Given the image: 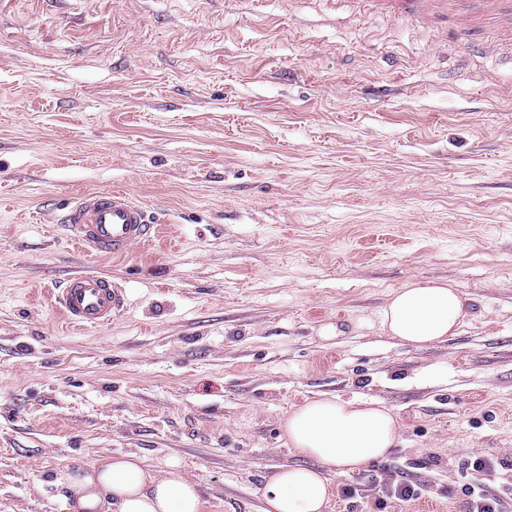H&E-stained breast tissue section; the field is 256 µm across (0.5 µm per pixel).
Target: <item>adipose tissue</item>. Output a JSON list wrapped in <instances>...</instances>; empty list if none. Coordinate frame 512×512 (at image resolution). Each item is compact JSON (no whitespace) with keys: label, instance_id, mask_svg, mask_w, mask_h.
Returning <instances> with one entry per match:
<instances>
[{"label":"adipose tissue","instance_id":"1","mask_svg":"<svg viewBox=\"0 0 512 512\" xmlns=\"http://www.w3.org/2000/svg\"><path fill=\"white\" fill-rule=\"evenodd\" d=\"M465 315L459 290L448 283H411L394 292L381 324L392 336L429 344L455 334ZM294 448L318 461V468L282 467L266 483L263 512H325L329 474L347 475L383 458L397 440L394 414L357 400L324 398L291 411L283 422ZM76 512H203L197 483L180 471L157 475L134 454L106 459L74 473L61 472Z\"/></svg>","mask_w":512,"mask_h":512}]
</instances>
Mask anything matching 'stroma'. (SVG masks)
<instances>
[{"label":"stroma","instance_id":"stroma-1","mask_svg":"<svg viewBox=\"0 0 512 512\" xmlns=\"http://www.w3.org/2000/svg\"><path fill=\"white\" fill-rule=\"evenodd\" d=\"M357 0H0V512H75L56 482L126 453L263 512L281 423L381 402L382 463L427 483L391 512H466L469 463L512 499V40ZM125 189L162 232L76 247L74 196ZM81 270L127 306L74 329L37 289ZM466 314L390 336L394 291ZM465 316L459 290L448 283H411L394 292L382 310V328L412 344L454 335Z\"/></svg>","mask_w":512,"mask_h":512}]
</instances>
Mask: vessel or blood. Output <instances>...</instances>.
Listing matches in <instances>:
<instances>
[{
  "instance_id": "1",
  "label": "vessel or blood",
  "mask_w": 512,
  "mask_h": 512,
  "mask_svg": "<svg viewBox=\"0 0 512 512\" xmlns=\"http://www.w3.org/2000/svg\"><path fill=\"white\" fill-rule=\"evenodd\" d=\"M393 12L412 10L422 17L452 13L460 24L481 32L498 15L500 0H373ZM75 245L99 257H121L152 241L157 227L124 189L87 192L73 197L60 218ZM51 302L73 328L108 324L125 305L123 288L95 271L67 277L50 294Z\"/></svg>"
}]
</instances>
